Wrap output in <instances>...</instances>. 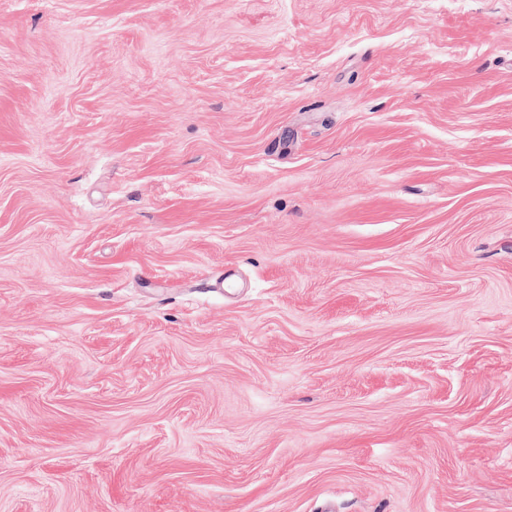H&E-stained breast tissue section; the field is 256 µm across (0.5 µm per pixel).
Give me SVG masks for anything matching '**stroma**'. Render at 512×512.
I'll return each instance as SVG.
<instances>
[{
  "label": "stroma",
  "mask_w": 512,
  "mask_h": 512,
  "mask_svg": "<svg viewBox=\"0 0 512 512\" xmlns=\"http://www.w3.org/2000/svg\"><path fill=\"white\" fill-rule=\"evenodd\" d=\"M0 512H512V0H0Z\"/></svg>",
  "instance_id": "35a3bbf8"
}]
</instances>
